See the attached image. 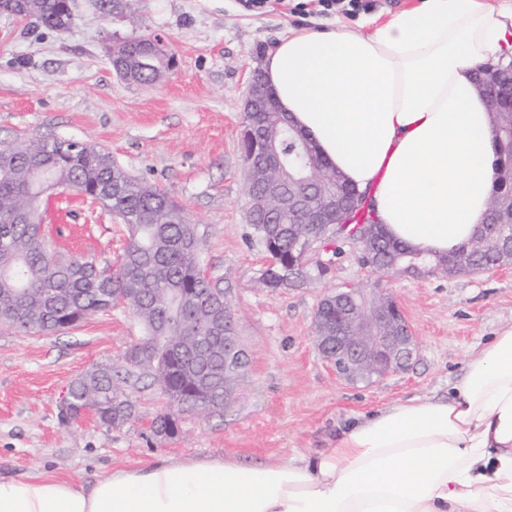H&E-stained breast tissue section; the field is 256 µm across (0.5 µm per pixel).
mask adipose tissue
<instances>
[{
	"mask_svg": "<svg viewBox=\"0 0 512 512\" xmlns=\"http://www.w3.org/2000/svg\"><path fill=\"white\" fill-rule=\"evenodd\" d=\"M509 60L512 9L423 0L367 32H284L263 74L384 234L445 256L471 240L492 189L474 72ZM0 512H512V327L469 353L449 398L353 417L316 454L160 457L86 484L0 477Z\"/></svg>",
	"mask_w": 512,
	"mask_h": 512,
	"instance_id": "obj_1",
	"label": "adipose tissue"
}]
</instances>
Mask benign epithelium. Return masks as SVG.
Wrapping results in <instances>:
<instances>
[{
	"label": "benign epithelium",
	"mask_w": 512,
	"mask_h": 512,
	"mask_svg": "<svg viewBox=\"0 0 512 512\" xmlns=\"http://www.w3.org/2000/svg\"><path fill=\"white\" fill-rule=\"evenodd\" d=\"M481 93L489 97V112H512V62L483 67L477 78ZM270 91L258 80L249 83L245 111L265 112ZM484 226L494 230L497 247L512 253V216L492 209ZM337 295L350 296L353 306L343 313L334 336H314L318 352L345 380L361 376L370 381L407 369L417 356L418 342L406 319H396V299L378 288H348Z\"/></svg>",
	"instance_id": "7a95c632"
}]
</instances>
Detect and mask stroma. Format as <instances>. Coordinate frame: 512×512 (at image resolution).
<instances>
[{
  "label": "stroma",
  "instance_id": "obj_1",
  "mask_svg": "<svg viewBox=\"0 0 512 512\" xmlns=\"http://www.w3.org/2000/svg\"><path fill=\"white\" fill-rule=\"evenodd\" d=\"M298 0L262 13L240 0H76L71 29L57 34L0 13V146L43 139L97 145L125 169L180 204L201 235L203 267L236 311L235 334L248 358L233 402L217 412H188L177 436L152 421L164 409L155 388L137 395L135 418L110 427L92 416L65 423L59 408L72 381L117 359L142 334L127 308L92 316L56 334L0 324V477L45 472L92 482L112 468L157 456L224 457L253 465L332 447L348 419L395 401L444 398L469 352L512 326V271L449 279L384 280L419 340L410 367L371 384L336 377L315 347L317 304L330 290L374 277L350 244L317 243L328 272L299 287L271 290L267 264L247 233L248 198L240 150L253 72L285 31L365 29L420 0H372L353 14L320 12ZM165 38L176 64L146 88L121 79L109 50L136 36ZM45 233L58 251L113 268L124 227L71 191L47 197Z\"/></svg>",
  "mask_w": 512,
  "mask_h": 512
}]
</instances>
